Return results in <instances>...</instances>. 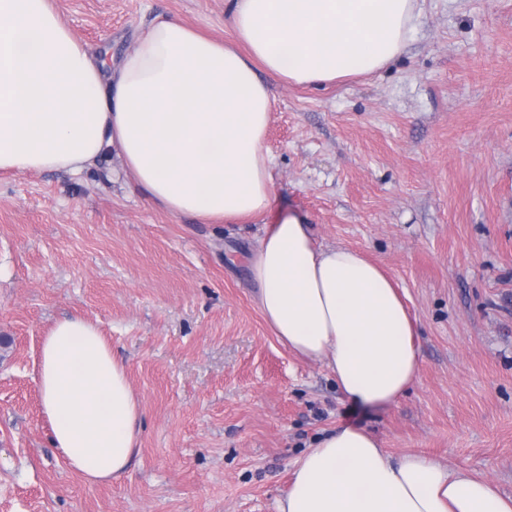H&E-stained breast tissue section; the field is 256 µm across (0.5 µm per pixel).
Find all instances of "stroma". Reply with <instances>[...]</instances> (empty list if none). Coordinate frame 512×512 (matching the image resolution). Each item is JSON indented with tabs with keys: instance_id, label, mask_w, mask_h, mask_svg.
Segmentation results:
<instances>
[{
	"instance_id": "1",
	"label": "stroma",
	"mask_w": 512,
	"mask_h": 512,
	"mask_svg": "<svg viewBox=\"0 0 512 512\" xmlns=\"http://www.w3.org/2000/svg\"><path fill=\"white\" fill-rule=\"evenodd\" d=\"M225 0H53L95 54L161 20L229 41ZM412 41L324 87L262 74L275 207L407 296L420 371L396 403L343 401L254 301L266 225L152 201L120 159L0 174V512H277L298 458L357 426L512 496V0H422ZM76 314L99 324L141 405L120 480L86 484L51 445L37 362Z\"/></svg>"
}]
</instances>
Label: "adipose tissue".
<instances>
[{"label":"adipose tissue","instance_id":"1","mask_svg":"<svg viewBox=\"0 0 512 512\" xmlns=\"http://www.w3.org/2000/svg\"><path fill=\"white\" fill-rule=\"evenodd\" d=\"M225 2L233 42L160 21L106 63L50 0H0V171L78 173L113 153L171 214L272 217L250 262L266 323L288 350L324 363L351 403L393 404L419 371L414 322L361 251L316 246L296 215L274 214L271 94L258 73L309 86L380 71L406 49L419 0ZM38 386L67 468L89 484L121 478L141 407L97 324L51 326ZM278 512H512V497L431 456L393 457L345 427L297 460Z\"/></svg>","mask_w":512,"mask_h":512}]
</instances>
